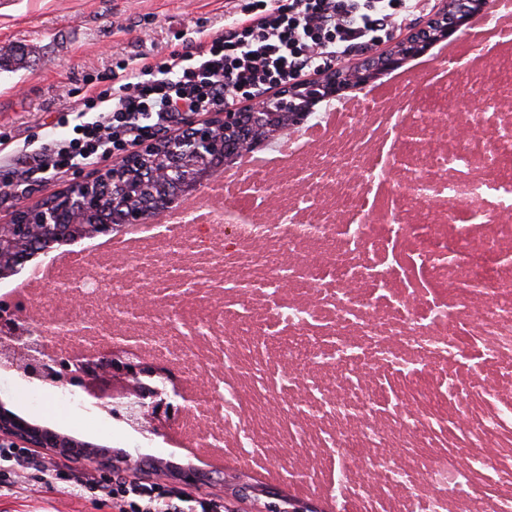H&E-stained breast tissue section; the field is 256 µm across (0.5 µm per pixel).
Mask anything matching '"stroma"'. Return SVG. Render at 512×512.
<instances>
[{"label": "stroma", "mask_w": 512, "mask_h": 512, "mask_svg": "<svg viewBox=\"0 0 512 512\" xmlns=\"http://www.w3.org/2000/svg\"><path fill=\"white\" fill-rule=\"evenodd\" d=\"M237 0H11L0 8V54L17 49L22 66L0 68V140L16 148L27 138L42 140L51 127L75 121L93 84L103 83L117 63L138 56L158 61L180 49L177 34L222 30ZM19 156L0 160V222L22 203H34L80 176L77 168L45 179L18 182ZM0 404L32 424L101 447L134 452L144 461L184 464L164 438H147L109 419L101 408L52 405L37 382L0 373ZM70 470L107 485L124 472L104 475L94 465L33 453L12 489L0 492V512H112L96 497H75L47 486L44 469Z\"/></svg>", "instance_id": "35a3bbf8"}]
</instances>
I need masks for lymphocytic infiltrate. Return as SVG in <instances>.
Returning <instances> with one entry per match:
<instances>
[{
    "instance_id": "lymphocytic-infiltrate-1",
    "label": "lymphocytic infiltrate",
    "mask_w": 512,
    "mask_h": 512,
    "mask_svg": "<svg viewBox=\"0 0 512 512\" xmlns=\"http://www.w3.org/2000/svg\"><path fill=\"white\" fill-rule=\"evenodd\" d=\"M427 0H241L222 33L199 37L163 60L133 58L98 93L103 107L78 130L50 132L32 150L33 169L60 174L131 150L148 131L186 114L262 100L298 76L370 48L399 31ZM70 494L103 493L114 512H225L223 501L136 479L107 486L57 469L42 476Z\"/></svg>"
}]
</instances>
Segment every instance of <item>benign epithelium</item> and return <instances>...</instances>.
<instances>
[{
  "label": "benign epithelium",
  "instance_id": "benign-epithelium-1",
  "mask_svg": "<svg viewBox=\"0 0 512 512\" xmlns=\"http://www.w3.org/2000/svg\"><path fill=\"white\" fill-rule=\"evenodd\" d=\"M489 0H440L422 23L393 43L376 45L355 62L330 64L272 91L265 105L257 108L245 96L233 107H219L204 119L188 117L181 131L148 136L133 150L102 165L78 181L34 204L19 207L11 219L0 224V273L14 271L19 264L54 247L85 236L109 234L113 223L136 224L145 207L170 208L172 188H197L204 184L209 162L224 158L228 137L239 132L244 116L260 125L289 112L294 122L307 115V104L339 99L353 83L368 87L385 70L424 54L432 45L466 31L470 14L488 8ZM112 183V222H102L105 195L101 185ZM0 363L18 365L22 374L42 384L79 389L88 399L105 408L137 431L164 435L175 424L183 404L189 400L172 368L143 364L120 345L107 343L92 353L62 355L48 348L44 332L16 310L0 309ZM0 446L35 448L71 460H84L103 474L133 470L140 465L129 456L92 452L90 445L46 427L34 425L0 405ZM173 479L198 489L213 477L184 466ZM265 512H313L312 503L288 498L270 487Z\"/></svg>",
  "mask_w": 512,
  "mask_h": 512
}]
</instances>
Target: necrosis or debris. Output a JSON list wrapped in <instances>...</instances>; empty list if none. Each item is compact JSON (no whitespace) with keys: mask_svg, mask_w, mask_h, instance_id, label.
Instances as JSON below:
<instances>
[{"mask_svg":"<svg viewBox=\"0 0 512 512\" xmlns=\"http://www.w3.org/2000/svg\"><path fill=\"white\" fill-rule=\"evenodd\" d=\"M465 43L407 111L324 107L213 198L0 297L61 353L180 370L191 459L339 512H512V31Z\"/></svg>","mask_w":512,"mask_h":512,"instance_id":"4bbe7bcc","label":"necrosis or debris"}]
</instances>
